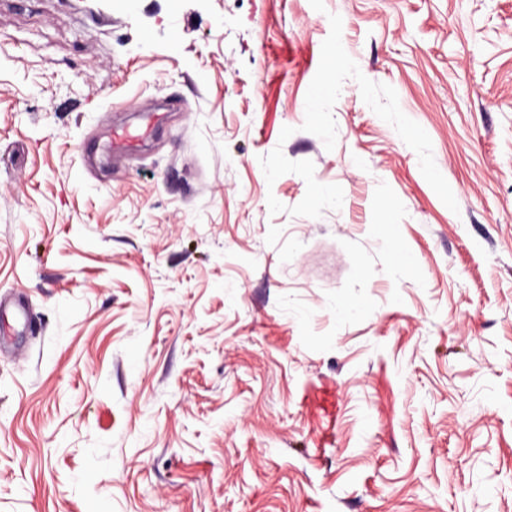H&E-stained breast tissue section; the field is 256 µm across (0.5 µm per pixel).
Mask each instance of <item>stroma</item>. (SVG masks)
<instances>
[{
  "label": "stroma",
  "mask_w": 512,
  "mask_h": 512,
  "mask_svg": "<svg viewBox=\"0 0 512 512\" xmlns=\"http://www.w3.org/2000/svg\"><path fill=\"white\" fill-rule=\"evenodd\" d=\"M15 293L0 512H512V0H0Z\"/></svg>",
  "instance_id": "stroma-1"
}]
</instances>
